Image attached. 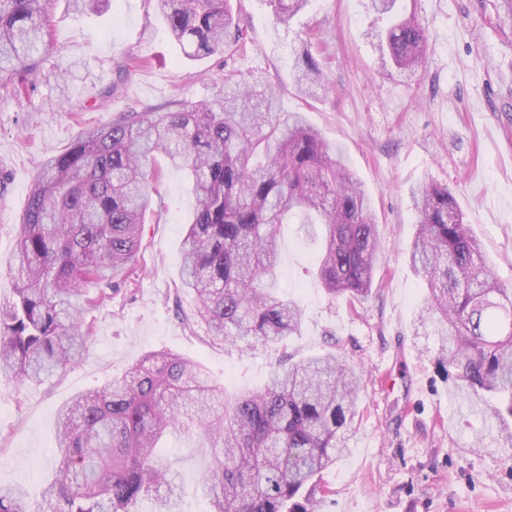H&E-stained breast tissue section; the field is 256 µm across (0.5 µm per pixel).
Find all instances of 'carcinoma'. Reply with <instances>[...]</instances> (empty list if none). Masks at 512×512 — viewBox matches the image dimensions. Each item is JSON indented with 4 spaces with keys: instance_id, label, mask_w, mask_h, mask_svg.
<instances>
[{
    "instance_id": "cac0c4a2",
    "label": "carcinoma",
    "mask_w": 512,
    "mask_h": 512,
    "mask_svg": "<svg viewBox=\"0 0 512 512\" xmlns=\"http://www.w3.org/2000/svg\"><path fill=\"white\" fill-rule=\"evenodd\" d=\"M190 58L239 42L229 0H155ZM279 20L311 0H277ZM53 0H0V83L14 80L51 44ZM402 70L424 60L426 28L413 15L373 33ZM296 86L311 96L318 63L301 56ZM274 95L224 76V96L179 101L175 110L126 112L85 131L46 161L29 194L12 269L18 286L0 302V378L41 385L82 357L101 306L129 279L142 247L157 154L193 180L194 212L181 243V286L192 319L212 341L253 339L282 349L263 387L228 397L206 368L175 354L149 355L57 412V466L42 487L45 508L22 485L0 486V512H172L177 473L159 448L172 429H199L213 464L209 512H317L324 471L344 449L362 375L339 354H288L302 310L280 294L278 228L298 215L318 235V276L332 298L369 296L379 253L371 204L341 149L299 112H278ZM417 233L409 260L429 288L420 323L439 338L437 363L456 396L496 421L512 443V288L501 284L446 187L411 192ZM95 293H90V290ZM209 405L206 417L191 408Z\"/></svg>"
}]
</instances>
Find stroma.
<instances>
[{"label": "stroma", "mask_w": 512, "mask_h": 512, "mask_svg": "<svg viewBox=\"0 0 512 512\" xmlns=\"http://www.w3.org/2000/svg\"><path fill=\"white\" fill-rule=\"evenodd\" d=\"M231 3L243 43L195 61L151 0H110L88 15L54 0L52 45L35 57L33 84L0 88V300L13 294L17 226L48 159L123 113L214 100L229 72L249 79L256 92L274 93L278 111L303 113L342 148L382 243L372 294L353 306L326 295L317 240L294 224L278 237L276 282L302 308L290 352L336 348L364 376L348 452L322 479L329 492L320 512H512V447L476 443L485 424L455 402L436 362L439 340L417 322L427 290L407 257L417 231L410 191L435 183L452 192L499 280L512 286V28L498 25V0H397L429 34L426 61L412 75L381 59L369 33L388 19L367 0H311L286 22L277 21L273 0ZM306 51L324 75L312 97L295 86ZM65 66L72 72L63 83ZM193 206L186 175L163 167L135 272L89 313L94 330L79 363L23 390L0 381V485L38 492L56 461L58 407L150 354L198 361L230 394L263 386L273 350L213 342L191 319L180 247ZM165 454L180 474L173 512H208L210 454L181 431L169 435Z\"/></svg>", "instance_id": "35a3bbf8"}]
</instances>
